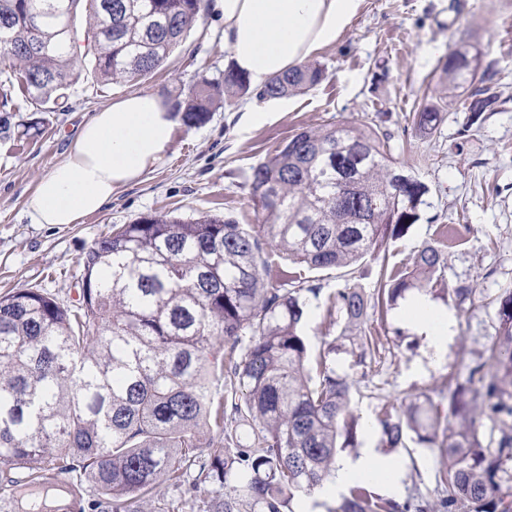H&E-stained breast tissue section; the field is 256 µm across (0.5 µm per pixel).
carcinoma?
<instances>
[{
    "instance_id": "cac0c4a2",
    "label": "carcinoma",
    "mask_w": 512,
    "mask_h": 512,
    "mask_svg": "<svg viewBox=\"0 0 512 512\" xmlns=\"http://www.w3.org/2000/svg\"><path fill=\"white\" fill-rule=\"evenodd\" d=\"M203 0H0V65L26 100L61 111L92 57L98 83L152 75L202 15ZM42 13V22L29 25ZM86 13L89 26L77 27ZM31 43L49 48L43 54ZM470 52L441 72L473 87L467 126L494 112L489 71ZM307 64L255 92L230 67L223 82L192 86L178 111L205 122L220 92L276 99L319 84ZM12 93L0 83V133L10 135ZM412 128L443 121L423 105ZM377 124L302 129L251 167L262 223L230 216L148 215L86 252L78 299L39 288L0 296V499L3 512H297L357 446L355 380L329 354H310L308 298L321 286L303 270L350 267L386 251L420 218L427 187L391 152ZM296 265L266 279L272 253ZM447 255L425 244L405 269L381 267L373 292L346 284L326 298L343 317L344 350L359 365L377 350L369 310L442 282ZM488 356L452 378L448 401L429 394L385 400L371 423L381 447L411 439L437 449L433 490L403 499L352 480L326 512H512V286L500 289ZM481 383L478 389L474 382ZM177 493L174 499L161 489Z\"/></svg>"
}]
</instances>
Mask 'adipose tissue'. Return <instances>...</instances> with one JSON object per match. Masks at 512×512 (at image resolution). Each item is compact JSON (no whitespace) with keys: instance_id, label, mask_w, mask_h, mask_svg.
Masks as SVG:
<instances>
[{"instance_id":"1","label":"adipose tissue","mask_w":512,"mask_h":512,"mask_svg":"<svg viewBox=\"0 0 512 512\" xmlns=\"http://www.w3.org/2000/svg\"><path fill=\"white\" fill-rule=\"evenodd\" d=\"M360 0H216L224 20V47L234 68L252 86L301 64L343 34ZM175 127L161 97L134 93L120 98L86 122L63 162L42 176L26 201L35 224H75L99 211L114 191L138 181L161 161ZM403 316L426 325L432 359H440L454 336V319L425 297L413 298ZM400 465L381 460L375 449L345 457L320 490L338 493L362 474L381 476L390 492L399 489Z\"/></svg>"}]
</instances>
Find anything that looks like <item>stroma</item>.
Returning <instances> with one entry per match:
<instances>
[{
    "label": "stroma",
    "mask_w": 512,
    "mask_h": 512,
    "mask_svg": "<svg viewBox=\"0 0 512 512\" xmlns=\"http://www.w3.org/2000/svg\"><path fill=\"white\" fill-rule=\"evenodd\" d=\"M204 4L186 40L147 79L78 82L65 112H37L19 101L12 124L35 123L39 129L22 141L0 136V294L40 288L77 299L83 259L92 244L113 225L149 214H225L241 224L260 223L245 185L252 166L299 130L378 117L393 135L394 157L418 156L416 175L429 188L419 221L391 243L389 262L408 264L425 244L444 248V288L429 299L454 318L455 337L444 360L430 365L426 331L404 322L395 308L369 319L380 338L372 362L358 365L341 352L334 365L338 374L357 380L352 398L365 421L373 420L380 398L437 394L444 377L466 375L484 353L496 332L495 309L487 299L512 285V0H360L336 43L311 57L326 70L320 84L278 99L257 119L243 112L242 98H223L204 123H177L163 160L140 182L115 191L101 211L75 224L30 223L27 197L65 159L71 139L95 112L132 93L157 94L174 106L200 77L222 76L230 61L223 22L214 0ZM461 44L496 73L498 109L474 126L461 107L470 87L449 89L440 71L449 50ZM424 102L443 108L442 124L428 137L406 121ZM379 266L369 257L359 271L329 268L311 277L327 291L349 283L369 292ZM460 285L474 288V301L448 298V290ZM398 457L403 496L417 483H432L440 466L436 452L416 444Z\"/></svg>",
    "instance_id": "1"
}]
</instances>
